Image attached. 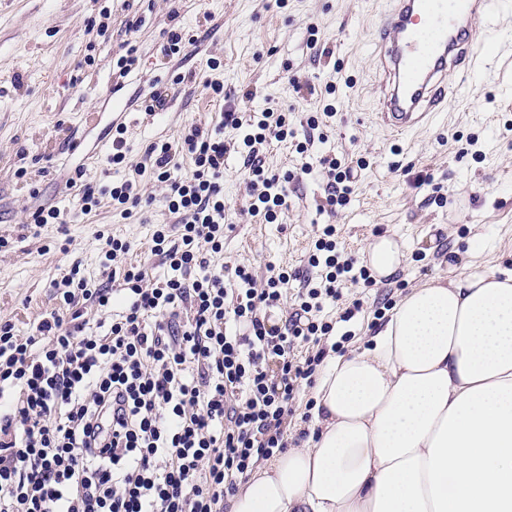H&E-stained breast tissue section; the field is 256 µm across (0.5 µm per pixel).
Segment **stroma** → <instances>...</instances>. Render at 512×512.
<instances>
[{
  "label": "stroma",
  "instance_id": "obj_1",
  "mask_svg": "<svg viewBox=\"0 0 512 512\" xmlns=\"http://www.w3.org/2000/svg\"><path fill=\"white\" fill-rule=\"evenodd\" d=\"M386 0H0V322L30 332L58 308L51 280L79 266L100 277L98 235L126 241L123 264L144 265L149 277L167 272L152 254L155 225L177 230L165 188L144 165L148 145L176 144L185 125L215 127L228 107L290 115L294 139L263 146L266 167L292 174L288 206L276 223L251 216L249 179L237 154L224 163V250L211 266L243 265L257 279L268 266L287 268L288 291L314 276L310 256L318 226L336 228L339 258L362 259L380 235L402 243L407 262L394 279L372 287L346 285L328 302L338 354L359 350L379 324L384 296L402 287L461 277L474 268L512 269V14L500 21L476 66L478 78L448 101L427 128L398 139L376 122L378 96L370 37ZM188 37L166 55L163 33ZM134 51L121 74L117 61ZM221 85L215 97L212 85ZM304 85L297 93L296 85ZM166 89L164 111L145 100ZM251 100H244L245 92ZM333 116H323L325 105ZM127 128V162L113 166L112 127ZM81 139L71 150V139ZM312 140L308 153L295 145ZM363 157L350 202L319 211L324 182L317 159ZM84 168L87 181L132 179L151 205L130 216L101 201L82 212L67 180ZM430 175L431 184L416 178ZM56 207L58 224H36L37 209ZM284 299L271 319L284 322ZM363 306L349 322L337 315L354 299Z\"/></svg>",
  "mask_w": 512,
  "mask_h": 512
}]
</instances>
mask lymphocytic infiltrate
<instances>
[{"instance_id": "lymphocytic-infiltrate-1", "label": "lymphocytic infiltrate", "mask_w": 512, "mask_h": 512, "mask_svg": "<svg viewBox=\"0 0 512 512\" xmlns=\"http://www.w3.org/2000/svg\"><path fill=\"white\" fill-rule=\"evenodd\" d=\"M228 127L246 130L251 212L275 220L288 194L259 146L287 138L288 115L226 110L215 129L185 128L190 176L174 177L171 145L146 150L180 217L178 243L162 224L152 236L166 277L117 265L129 246L106 236L103 278L72 270L53 280L61 307L28 335L0 323V512H226L254 468L300 445L288 421L300 389L314 387L319 345L334 331L325 304L370 276L353 259L338 260L328 224L314 241L318 274L284 323L268 313L287 292L286 271L260 283L239 265L225 284L208 256L224 249ZM91 306L107 314L94 334ZM306 344L315 353H301Z\"/></svg>"}]
</instances>
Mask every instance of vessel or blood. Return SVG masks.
<instances>
[{"label": "vessel or blood", "mask_w": 512, "mask_h": 512, "mask_svg": "<svg viewBox=\"0 0 512 512\" xmlns=\"http://www.w3.org/2000/svg\"><path fill=\"white\" fill-rule=\"evenodd\" d=\"M512 0H389L376 20L377 119L395 136L428 124L467 83L481 54L478 33H496Z\"/></svg>", "instance_id": "1"}]
</instances>
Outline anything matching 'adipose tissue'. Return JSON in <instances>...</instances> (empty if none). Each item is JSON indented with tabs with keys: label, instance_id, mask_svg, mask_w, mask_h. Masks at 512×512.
<instances>
[{
	"label": "adipose tissue",
	"instance_id": "obj_1",
	"mask_svg": "<svg viewBox=\"0 0 512 512\" xmlns=\"http://www.w3.org/2000/svg\"><path fill=\"white\" fill-rule=\"evenodd\" d=\"M405 261L391 237L365 251L379 280ZM309 430L229 512H512V269L411 288L327 357Z\"/></svg>",
	"mask_w": 512,
	"mask_h": 512
}]
</instances>
